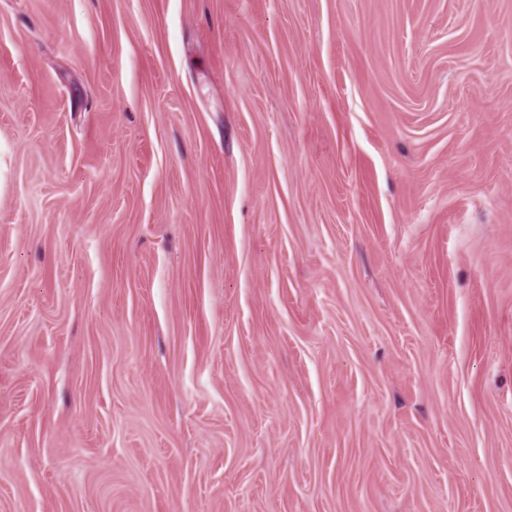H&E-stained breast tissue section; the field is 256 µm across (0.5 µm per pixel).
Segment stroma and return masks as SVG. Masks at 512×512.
I'll use <instances>...</instances> for the list:
<instances>
[{
	"label": "stroma",
	"mask_w": 512,
	"mask_h": 512,
	"mask_svg": "<svg viewBox=\"0 0 512 512\" xmlns=\"http://www.w3.org/2000/svg\"><path fill=\"white\" fill-rule=\"evenodd\" d=\"M0 512H512V0H0Z\"/></svg>",
	"instance_id": "1"
}]
</instances>
